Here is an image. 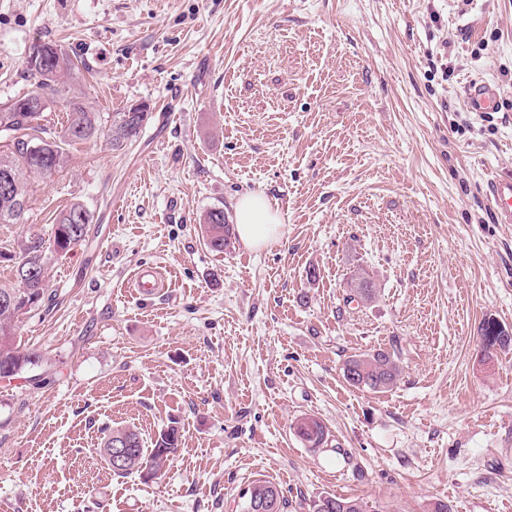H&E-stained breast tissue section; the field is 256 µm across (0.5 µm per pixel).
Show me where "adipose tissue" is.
Returning <instances> with one entry per match:
<instances>
[{"mask_svg":"<svg viewBox=\"0 0 512 512\" xmlns=\"http://www.w3.org/2000/svg\"><path fill=\"white\" fill-rule=\"evenodd\" d=\"M234 208L236 234L245 247L259 250L281 236L280 216L265 196L255 193L243 195Z\"/></svg>","mask_w":512,"mask_h":512,"instance_id":"1","label":"adipose tissue"}]
</instances>
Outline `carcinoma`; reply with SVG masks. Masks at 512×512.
<instances>
[{
	"instance_id": "cac0c4a2",
	"label": "carcinoma",
	"mask_w": 512,
	"mask_h": 512,
	"mask_svg": "<svg viewBox=\"0 0 512 512\" xmlns=\"http://www.w3.org/2000/svg\"><path fill=\"white\" fill-rule=\"evenodd\" d=\"M36 54V64L30 66L38 81L36 89L23 97L0 104V133L10 138V144L0 150V223L17 222L25 211L31 188V176H50L65 162L64 144H76L98 135H107L114 145L135 138L148 118L135 112H113L101 114L88 112L77 103H68L67 123L63 139L48 135V130L33 122L52 111L57 105L58 84L63 78H72L86 64L71 57L57 44L37 42L30 47ZM93 221L91 212L80 203H72L55 217L53 247L57 252H66L85 239L88 226ZM201 229L208 247L215 252L224 251L231 227L224 209L214 208L203 217ZM50 247L38 236L23 243L21 255L15 266L17 286L8 290L18 296L27 312H35L45 306L46 298V252ZM0 288V295L8 292ZM376 294L374 282L362 275L352 276L347 299L369 300ZM17 309L0 306V377H13L36 364L32 355L20 350L16 344L15 322ZM483 360H489L499 351L512 350V333L493 320L482 324ZM346 382L358 389L373 393H385L394 388L399 380L400 369L394 355L383 349L370 353L354 354L342 367ZM294 430L303 442L318 447L326 440L327 429L322 421L311 415L297 419ZM129 443V454L123 467L112 472L122 476L133 470L147 479L160 476L170 455L179 445V430L171 425L161 430L144 447L140 434L130 428L111 430L102 440L98 453L109 461L112 444L119 438ZM242 512H251L253 502H265L269 512H285L288 500L278 484L263 478L254 480L247 488ZM311 512H366V505L358 498L341 497L327 493L311 504Z\"/></svg>"
}]
</instances>
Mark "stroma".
I'll list each match as a JSON object with an SVG mask.
<instances>
[{
	"mask_svg": "<svg viewBox=\"0 0 512 512\" xmlns=\"http://www.w3.org/2000/svg\"><path fill=\"white\" fill-rule=\"evenodd\" d=\"M88 73L61 84L91 112L146 104L136 138L66 148L32 179L0 248L52 239L50 312L19 319L39 363L0 378V502L11 512H241L257 478L286 512L332 493L370 512H512V351L483 362L481 325L512 329V224L489 179L512 173V0H0V102L36 87L33 42ZM474 81L500 89L472 112ZM265 195L269 248L210 250L202 215ZM166 276L156 295L130 283ZM372 300L346 304L356 269ZM384 349L385 393L347 356ZM327 427L310 447L293 424ZM177 425L160 478L114 475L116 427ZM92 221L93 215L80 203H72L61 210L54 222L52 243L54 250L66 252L79 241H83ZM342 370L349 385L373 393L390 391L400 376L394 355L383 349L349 356Z\"/></svg>",
	"mask_w": 512,
	"mask_h": 512,
	"instance_id": "35a3bbf8",
	"label": "stroma"
}]
</instances>
